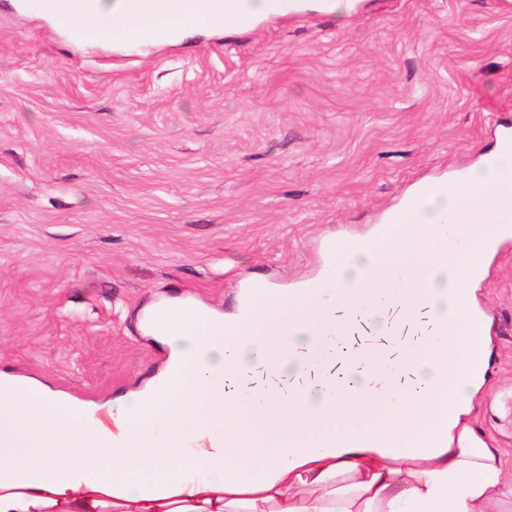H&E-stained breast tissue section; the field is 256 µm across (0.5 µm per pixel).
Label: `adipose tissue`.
Instances as JSON below:
<instances>
[{"label": "adipose tissue", "instance_id": "adipose-tissue-1", "mask_svg": "<svg viewBox=\"0 0 512 512\" xmlns=\"http://www.w3.org/2000/svg\"><path fill=\"white\" fill-rule=\"evenodd\" d=\"M143 7L132 15L125 0H92V14L58 18L105 39L184 26L154 0ZM506 183L512 149L500 145L453 183L421 186L390 232L344 248L322 287L253 289L230 318L156 310L165 377L112 402L111 424L0 374V512H512V448L477 426L494 339L474 288L512 238V211L496 224L456 220L466 201L495 206ZM376 269L405 272L400 317L429 315L439 331L402 358L419 390L392 386L380 408L364 395L372 378L390 379L389 348L369 353L370 373L353 386L304 378L316 331L338 311L368 313L390 332L379 289L362 285ZM256 367L298 382L272 406L225 392Z\"/></svg>", "mask_w": 512, "mask_h": 512}]
</instances>
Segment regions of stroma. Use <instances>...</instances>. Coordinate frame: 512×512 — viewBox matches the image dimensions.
<instances>
[{
	"instance_id": "1",
	"label": "stroma",
	"mask_w": 512,
	"mask_h": 512,
	"mask_svg": "<svg viewBox=\"0 0 512 512\" xmlns=\"http://www.w3.org/2000/svg\"><path fill=\"white\" fill-rule=\"evenodd\" d=\"M97 45L0 0V371L104 406L163 347L172 298L236 313L246 284L325 277L326 242L377 233L425 181L477 164L512 126L500 0H355ZM495 385L480 427L512 448V238L480 284ZM337 324V380L374 347Z\"/></svg>"
}]
</instances>
